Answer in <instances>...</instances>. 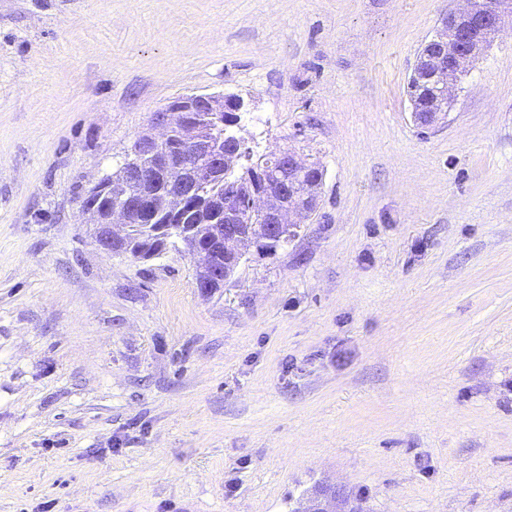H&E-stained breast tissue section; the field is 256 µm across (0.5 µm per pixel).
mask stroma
<instances>
[{
	"instance_id": "stroma-1",
	"label": "stroma",
	"mask_w": 512,
	"mask_h": 512,
	"mask_svg": "<svg viewBox=\"0 0 512 512\" xmlns=\"http://www.w3.org/2000/svg\"><path fill=\"white\" fill-rule=\"evenodd\" d=\"M456 5L0 0V512H512V21L443 123L406 93ZM193 93L324 170L211 295L81 210ZM346 496L342 488L322 485L314 493L306 506L299 508L300 512H346ZM292 508L291 512H299Z\"/></svg>"
}]
</instances>
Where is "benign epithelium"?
I'll use <instances>...</instances> for the list:
<instances>
[{"label":"benign epithelium","mask_w":512,"mask_h":512,"mask_svg":"<svg viewBox=\"0 0 512 512\" xmlns=\"http://www.w3.org/2000/svg\"><path fill=\"white\" fill-rule=\"evenodd\" d=\"M512 16V0H464V5L443 15L431 42L435 50L416 62V69L426 73L441 97L429 102L423 116L412 113L415 122L435 126L447 116L455 102L456 86L486 47L490 36L498 33ZM224 95L192 94L174 105L152 114L147 138H135L118 169L120 180L108 173L94 186L100 194L112 193V208L101 212L84 207L90 223L108 225L111 235L99 239V246L112 251V243L126 235L115 227L128 228V223L156 211L171 216L180 213L187 197L205 193L214 182L224 177ZM180 141V155L175 158L165 195L154 203L126 192L129 182L149 185L158 175L157 166L145 161L166 149L173 138ZM270 168L272 179L267 192L253 196L242 210L232 200H216L213 213L217 223L210 228L208 245L191 248L196 259L195 286L210 292L215 279H228L250 250L271 255L287 245L296 235L300 221L309 218L318 207V199L299 191L300 176L310 166L297 153L282 150L274 156ZM268 157L259 162L264 164ZM293 204L280 206L283 194ZM158 232L169 243L172 239L189 240L195 227L190 224H163ZM299 512H346V496L342 488L322 485Z\"/></svg>","instance_id":"obj_1"}]
</instances>
